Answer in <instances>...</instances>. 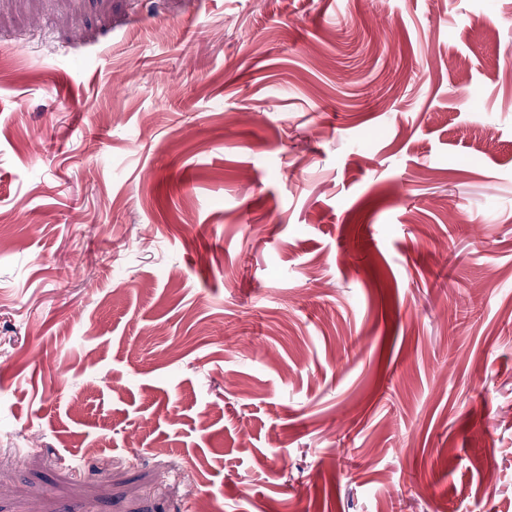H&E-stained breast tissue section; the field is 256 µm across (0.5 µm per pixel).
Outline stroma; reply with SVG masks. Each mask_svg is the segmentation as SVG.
I'll return each instance as SVG.
<instances>
[{"mask_svg":"<svg viewBox=\"0 0 512 512\" xmlns=\"http://www.w3.org/2000/svg\"><path fill=\"white\" fill-rule=\"evenodd\" d=\"M201 495L512 512V0H0V512Z\"/></svg>","mask_w":512,"mask_h":512,"instance_id":"stroma-1","label":"stroma"}]
</instances>
